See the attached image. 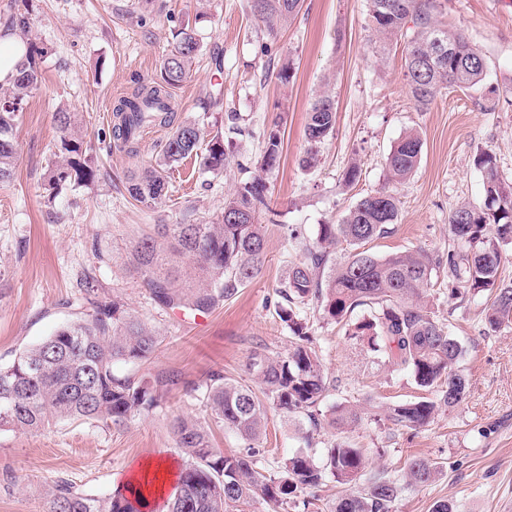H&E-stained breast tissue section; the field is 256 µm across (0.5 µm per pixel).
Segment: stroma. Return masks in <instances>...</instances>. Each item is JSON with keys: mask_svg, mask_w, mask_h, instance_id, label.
<instances>
[{"mask_svg": "<svg viewBox=\"0 0 512 512\" xmlns=\"http://www.w3.org/2000/svg\"><path fill=\"white\" fill-rule=\"evenodd\" d=\"M199 11L208 15L197 26L201 50L191 78L174 92L175 119L196 121L206 135L223 131L233 143V163L212 174L199 158L183 160L170 171L164 203L148 209L129 197L126 181L159 157L172 129H147L130 153L105 142L109 115L119 98L156 80L176 31ZM9 12L29 13L50 53L14 130V175L0 183V365L88 314L96 294L119 300L155 330L157 351L140 373L163 372L176 382L156 407L120 425L61 421L39 432L0 431V512H48V492L58 480L105 498L140 460L183 466L171 431L178 416L202 421L214 447L240 448L241 439L208 416L198 386L217 372L253 383L247 369L253 351L287 349L290 331L275 313L276 290L289 264L303 258L289 228L312 243L319 224L340 222L357 198L384 184L386 157L408 129L422 137L421 162L397 187V223L369 244L376 254L447 251L452 211L483 197L476 166L482 152L512 177V0H444L443 21L482 52L486 77L442 93L424 111L408 93L401 46L373 51L366 0H304L274 38L254 19L249 0H0V15ZM286 64L292 78L284 84L277 74ZM325 91L336 101V126L319 148L317 167L307 170L305 125ZM61 110L80 114L97 176L65 185L51 199L45 173L58 151L54 115ZM274 127L280 164L264 173V136ZM354 162L360 180L342 189V174ZM243 165L249 175L263 174L269 187L260 212L267 252L261 275L205 313L157 305L126 261L132 242L155 224L211 223ZM434 283L430 301L462 346L454 369L468 383L463 400L416 430L374 421L371 405L410 401L421 389L407 372L355 348L339 325L318 318L312 334L337 384L323 406L356 404L362 421L345 434L329 426L313 432L305 421L270 412L259 441L267 461L309 443L320 450L347 439L371 449V469L397 477L412 457L439 463L432 482L405 490L398 512H431L439 500L459 512H512V325L486 332V296L450 298L444 271Z\"/></svg>", "mask_w": 512, "mask_h": 512, "instance_id": "1", "label": "stroma"}]
</instances>
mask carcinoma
<instances>
[{"instance_id": "obj_1", "label": "carcinoma", "mask_w": 512, "mask_h": 512, "mask_svg": "<svg viewBox=\"0 0 512 512\" xmlns=\"http://www.w3.org/2000/svg\"><path fill=\"white\" fill-rule=\"evenodd\" d=\"M371 29L379 39L398 37L413 23L404 54V77L415 105L428 108L444 90L472 88L486 75V62L466 35L439 21L442 0H367ZM302 0H251V11L268 35L277 37L281 24L298 14ZM7 26L26 43L16 75L0 85V183L10 181L18 158L15 124L42 81L40 64L48 48L30 35L32 18L16 14ZM200 51L196 27L187 25L164 58L160 80L119 100L112 110L109 139L135 151L141 129L174 122L171 93L192 75ZM63 132L60 155L48 166L47 185L89 183L97 176L92 147L86 144L75 112L56 113ZM336 124L335 99L323 94L315 100L305 129L306 168L318 162V147ZM199 124L181 122L161 149V158L128 177L127 191L146 208L162 204L167 193L166 169L198 151ZM280 136L266 135L260 168L279 164ZM423 141L414 130L392 146L385 163V185L357 199L339 224L318 225L316 241L305 243L304 259L288 268L276 290L275 312L292 332L285 353L254 352L249 370L258 380L253 387L215 374L202 387L211 414L235 432L243 447L224 452L212 446L201 422L178 417L172 429L176 447L186 456L175 493L166 500V512H248L261 499L271 512H288L315 505V490L331 478L343 488L335 512H397L409 486L430 483L438 463L415 456L400 479L368 467L371 449L349 441L334 443L318 453L298 450L272 469L262 464L264 450L256 446L265 429L268 410L300 417L311 429L327 424L346 432L362 420L354 405H340L325 413L322 403L330 382L310 333L312 311L346 326V335L381 355L396 370L411 374L428 392L414 401L380 406L374 416L401 428L422 427L441 409L455 407L467 382L453 370L462 353L458 341L436 318L427 291L438 272L448 269V294L465 300L486 293L493 298L486 314L490 332L512 323V280L502 275L504 247L512 245V178L503 176L491 154L477 165L484 197L478 205L464 204L449 217L452 244L445 254L412 250L376 256L366 243L390 232L397 223L400 200L396 185L418 168ZM224 137L208 141L200 165L220 173L230 164ZM267 187L259 176L238 181L224 196V211L213 224H156L130 249V261L140 273L155 303L208 311L253 281L266 261L264 225L256 222L259 207L267 206ZM350 248L340 263L331 262V248ZM93 312L59 327L41 343L22 351L0 366V431L38 432L53 419L93 420L120 424L151 408L160 392L175 384L171 376L138 374L135 367L149 361L157 336L142 319L125 312L114 300L90 301ZM367 314L354 320L358 308ZM48 512H153L142 489L117 490L107 498L83 495L67 483L53 486Z\"/></svg>"}]
</instances>
